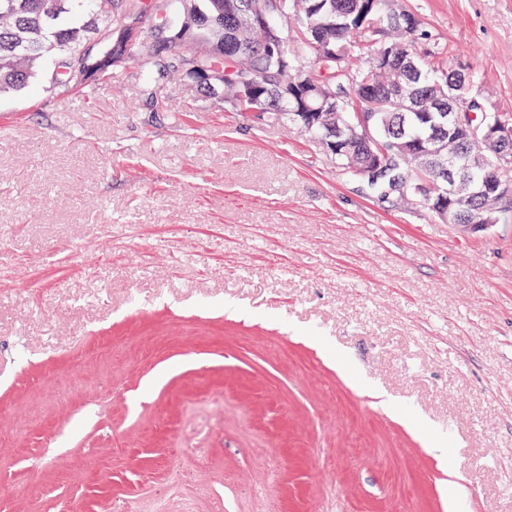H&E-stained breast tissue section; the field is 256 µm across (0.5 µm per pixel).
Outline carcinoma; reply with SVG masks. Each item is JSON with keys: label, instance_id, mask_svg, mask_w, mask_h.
Masks as SVG:
<instances>
[{"label": "carcinoma", "instance_id": "carcinoma-1", "mask_svg": "<svg viewBox=\"0 0 512 512\" xmlns=\"http://www.w3.org/2000/svg\"><path fill=\"white\" fill-rule=\"evenodd\" d=\"M252 0H0V94L21 92L41 77L64 88H86L112 78L122 65L138 66L148 80L147 96L164 108L160 86L182 76L197 88L221 91L224 105L263 124L299 126L343 175L359 180L380 198L401 196L404 179L425 185L426 196L407 194L438 218L435 187L438 164L421 168L416 144L435 134L448 154L478 143L467 128L432 127L433 112L462 113L476 126L483 115L512 129V115L489 105L474 80L448 70L442 48L417 15L399 0H374L381 25L367 27L357 13L364 0H268L267 28L249 25ZM138 14L143 30L130 48L112 52L124 16ZM431 42L428 56L417 51ZM288 57V67L281 58ZM98 64L88 79L76 71ZM206 76H192L190 64ZM371 112L372 153L384 149V167L373 172L371 153L354 140L338 152L327 141L336 119Z\"/></svg>", "mask_w": 512, "mask_h": 512}]
</instances>
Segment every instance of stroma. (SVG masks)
I'll return each mask as SVG.
<instances>
[{
  "instance_id": "obj_1",
  "label": "stroma",
  "mask_w": 512,
  "mask_h": 512,
  "mask_svg": "<svg viewBox=\"0 0 512 512\" xmlns=\"http://www.w3.org/2000/svg\"><path fill=\"white\" fill-rule=\"evenodd\" d=\"M409 4L512 113V0ZM144 83L0 96V512H512V216Z\"/></svg>"
}]
</instances>
